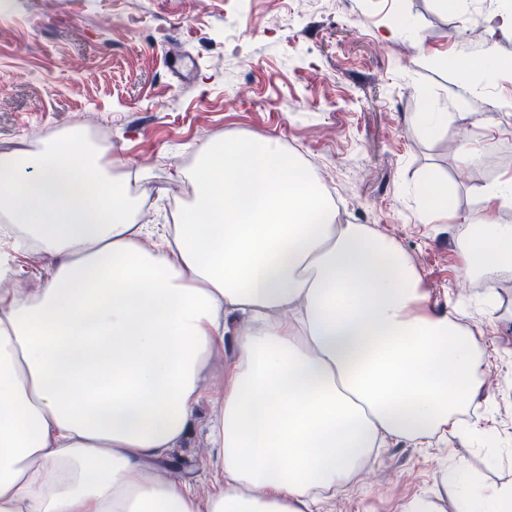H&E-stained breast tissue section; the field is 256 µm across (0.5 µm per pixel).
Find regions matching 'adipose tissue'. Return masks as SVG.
Returning <instances> with one entry per match:
<instances>
[{
  "instance_id": "1",
  "label": "adipose tissue",
  "mask_w": 512,
  "mask_h": 512,
  "mask_svg": "<svg viewBox=\"0 0 512 512\" xmlns=\"http://www.w3.org/2000/svg\"><path fill=\"white\" fill-rule=\"evenodd\" d=\"M193 200L166 234L125 180L69 134L0 154V512H321L392 439H480L461 423L479 344L462 308H431L402 248L342 224L318 173L262 136L228 134L187 175ZM429 224H459L465 274L512 271V174L459 218L436 171ZM57 257L14 287L17 255ZM232 360L206 396L209 362ZM209 491L157 477L203 400ZM456 512H512V483L445 476Z\"/></svg>"
}]
</instances>
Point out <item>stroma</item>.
Listing matches in <instances>:
<instances>
[{
    "label": "stroma",
    "mask_w": 512,
    "mask_h": 512,
    "mask_svg": "<svg viewBox=\"0 0 512 512\" xmlns=\"http://www.w3.org/2000/svg\"><path fill=\"white\" fill-rule=\"evenodd\" d=\"M498 0H0V153L36 152L78 126L107 133L108 159L131 173L139 221L167 224L193 196L186 177L209 142L239 133L274 138L308 159L345 206L347 223L393 239L421 276L430 304L465 307L485 357L465 420L500 448L465 436L423 447L391 440L323 512H401L417 495L456 512L443 472L465 464L483 485L512 481V272L496 274L485 312L484 281L462 276L460 228L424 223L417 199L431 169L448 180L463 216L477 190L512 171V71L457 83L445 57L512 60V30H488ZM444 112L426 138L418 112ZM481 151L464 167L460 138ZM57 259L20 258L18 287L40 288ZM213 415L203 403L171 466L209 487Z\"/></svg>",
    "instance_id": "obj_1"
}]
</instances>
